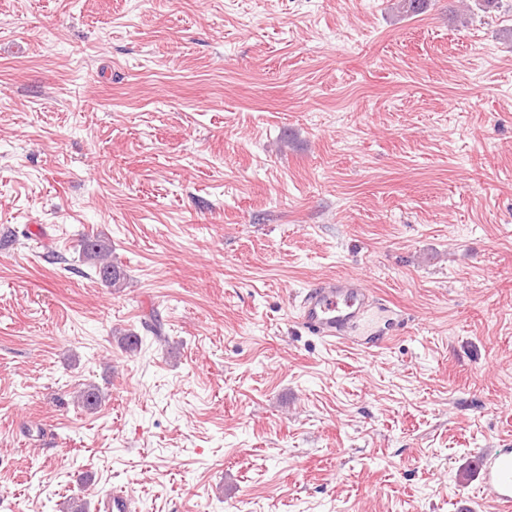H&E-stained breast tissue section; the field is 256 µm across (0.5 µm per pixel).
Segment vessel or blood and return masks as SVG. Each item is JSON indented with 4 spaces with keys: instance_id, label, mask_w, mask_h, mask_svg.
I'll list each match as a JSON object with an SVG mask.
<instances>
[{
    "instance_id": "obj_1",
    "label": "vessel or blood",
    "mask_w": 512,
    "mask_h": 512,
    "mask_svg": "<svg viewBox=\"0 0 512 512\" xmlns=\"http://www.w3.org/2000/svg\"><path fill=\"white\" fill-rule=\"evenodd\" d=\"M380 302L375 293L356 277L343 276L311 284L301 295L297 318L313 335L331 344L354 345ZM479 491L500 512H512V451L493 450L477 458ZM132 494L108 493L101 512H135Z\"/></svg>"
}]
</instances>
